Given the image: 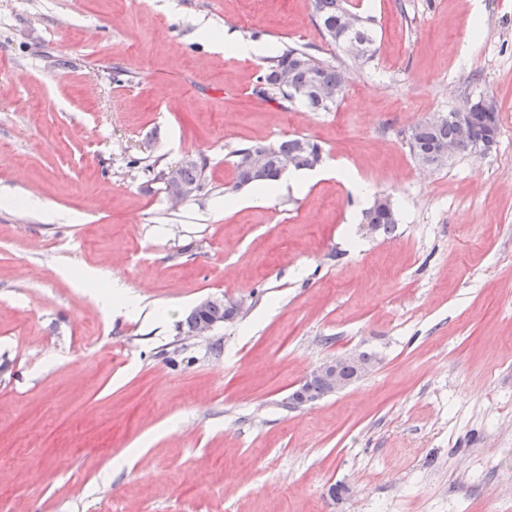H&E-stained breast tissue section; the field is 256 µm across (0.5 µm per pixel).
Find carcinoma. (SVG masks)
Here are the masks:
<instances>
[{"label":"carcinoma","mask_w":512,"mask_h":512,"mask_svg":"<svg viewBox=\"0 0 512 512\" xmlns=\"http://www.w3.org/2000/svg\"><path fill=\"white\" fill-rule=\"evenodd\" d=\"M316 24L329 42L335 45L355 43L358 49L351 52L358 63L372 59L371 49L373 34L371 29L360 23L355 30L348 28L346 20L354 15L346 0H314ZM288 74V82L280 81L282 74ZM348 78L344 69L332 62L320 59L303 46H290L282 53L267 61L265 70L258 76L255 94L266 101L300 102L315 112H327L345 95ZM330 90L335 96L327 98L323 90ZM465 122L476 141H496L500 134V113L498 107H488L477 99L465 115ZM457 124L444 120L440 123L421 122L412 130L409 149L414 159L420 164L434 160L439 146L456 138ZM252 150H262L268 156L265 167L260 171L247 168L244 157ZM283 155H290L296 161L295 169H311L323 159L322 146L305 136H294L276 144L253 145L235 151V183L233 188L240 189L255 183H269L278 180L282 172L278 160ZM207 159L196 158L193 163L182 162L174 167L162 169L155 175V180L169 186L183 183L200 189ZM365 223L373 224L376 234L389 235L397 224L395 209L390 200L379 204L373 203L365 213ZM228 303L213 301L199 314L188 313L181 323V328L188 335H193L197 320L202 319L214 326H220L227 320Z\"/></svg>","instance_id":"obj_1"}]
</instances>
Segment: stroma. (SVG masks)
I'll return each instance as SVG.
<instances>
[{"mask_svg": "<svg viewBox=\"0 0 512 512\" xmlns=\"http://www.w3.org/2000/svg\"><path fill=\"white\" fill-rule=\"evenodd\" d=\"M351 3L362 65L312 0H0V512H512V0ZM195 17L307 46L344 98H257L266 57L211 52ZM482 94L491 153L421 167L411 128ZM297 135L357 184L234 189L237 149ZM189 154L175 207L147 168ZM379 196L395 229L361 237ZM115 281L138 308L101 309ZM212 295L246 315L184 335ZM350 350L375 369L287 407ZM313 7L316 24L329 42L339 46L356 43L358 49L349 51L353 59L361 64L372 59V31L359 15L349 9L345 0H314ZM348 16L361 20L356 30L348 28ZM206 168L207 159L199 156L193 163L182 161L179 165L158 171L154 180L159 181L162 188L164 186L165 191L169 185L178 182L192 185L198 191ZM187 185L170 186L166 191L167 198L174 206L184 202L194 194L193 187Z\"/></svg>", "mask_w": 512, "mask_h": 512, "instance_id": "1", "label": "stroma"}]
</instances>
